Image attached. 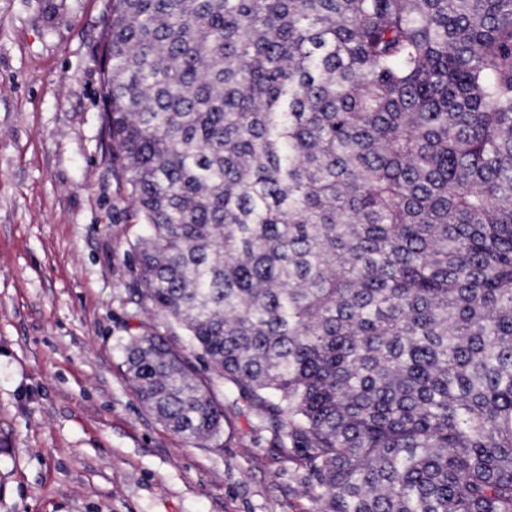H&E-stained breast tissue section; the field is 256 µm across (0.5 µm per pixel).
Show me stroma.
<instances>
[{
	"mask_svg": "<svg viewBox=\"0 0 512 512\" xmlns=\"http://www.w3.org/2000/svg\"><path fill=\"white\" fill-rule=\"evenodd\" d=\"M108 0H0V512H319L302 462L211 381L191 442L123 373L137 323L99 55Z\"/></svg>",
	"mask_w": 512,
	"mask_h": 512,
	"instance_id": "stroma-1",
	"label": "stroma"
}]
</instances>
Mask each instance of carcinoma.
I'll list each match as a JSON object with an SVG mask.
<instances>
[{"mask_svg": "<svg viewBox=\"0 0 512 512\" xmlns=\"http://www.w3.org/2000/svg\"><path fill=\"white\" fill-rule=\"evenodd\" d=\"M109 2L141 403L219 436L198 357L319 512H512V0Z\"/></svg>", "mask_w": 512, "mask_h": 512, "instance_id": "carcinoma-1", "label": "carcinoma"}]
</instances>
